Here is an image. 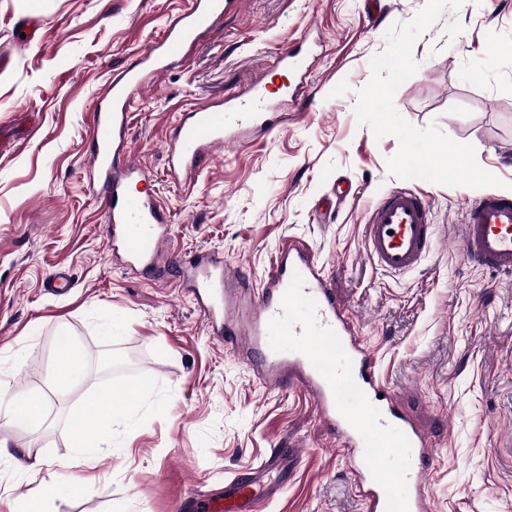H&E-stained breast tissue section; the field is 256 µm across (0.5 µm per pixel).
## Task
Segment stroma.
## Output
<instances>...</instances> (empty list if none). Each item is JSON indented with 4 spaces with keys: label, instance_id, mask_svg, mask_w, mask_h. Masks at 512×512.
Masks as SVG:
<instances>
[{
    "label": "stroma",
    "instance_id": "stroma-1",
    "mask_svg": "<svg viewBox=\"0 0 512 512\" xmlns=\"http://www.w3.org/2000/svg\"><path fill=\"white\" fill-rule=\"evenodd\" d=\"M226 2L134 105L129 149L178 259L133 274L88 193V115L187 0H0V130L13 140L0 153V396L38 395L47 413L35 430L0 425V512H175L189 494L258 479L277 448L299 457L262 512H366L296 380L260 386L257 355L210 338L181 277L211 249L258 288L286 243L323 267L377 376L426 433L433 512H512V277L465 262L455 234L469 202L512 195V55L492 54L512 44V0ZM33 15L46 40L19 47L17 23ZM301 43L313 74L288 95L276 61ZM258 81L278 85L286 121L175 180V119ZM340 179L354 197L323 210ZM395 188L424 196L436 231L424 263L400 275L369 260L362 236ZM57 267L72 279L59 296L43 288ZM64 335L87 373L60 388L50 366ZM106 387L136 412L88 465L69 421ZM46 484L59 492L43 500Z\"/></svg>",
    "mask_w": 512,
    "mask_h": 512
}]
</instances>
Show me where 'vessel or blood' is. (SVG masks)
Segmentation results:
<instances>
[{
  "mask_svg": "<svg viewBox=\"0 0 512 512\" xmlns=\"http://www.w3.org/2000/svg\"><path fill=\"white\" fill-rule=\"evenodd\" d=\"M224 12V0H190L180 17L150 46L139 69L115 76L104 92L106 108L92 112L94 149L86 168L107 217L106 247L122 254L129 268L152 267L167 252L170 231L164 211L148 191L145 168L127 151L131 107L175 62L198 34ZM266 85L236 97L191 109L173 127L167 148L170 170L193 180L220 146L240 142L249 130H270ZM371 262L392 273L417 268L435 244L430 205L416 193L397 188L374 205L363 226ZM460 253L488 271L512 274V197L487 195L467 210L459 234ZM273 279L263 285L249 308L239 300L246 281L215 252L200 253L182 270L193 288L209 335L261 356L258 378L274 386L297 380L319 418L352 463L366 512H429L427 469L430 446L405 414L394 391L381 383L375 359L358 335L349 313L337 302L324 273L306 249L288 244L275 258ZM396 462L402 483L394 485L379 463ZM275 488L232 482L223 494L197 503L182 501L179 512H253Z\"/></svg>",
  "mask_w": 512,
  "mask_h": 512,
  "instance_id": "1",
  "label": "vessel or blood"
}]
</instances>
